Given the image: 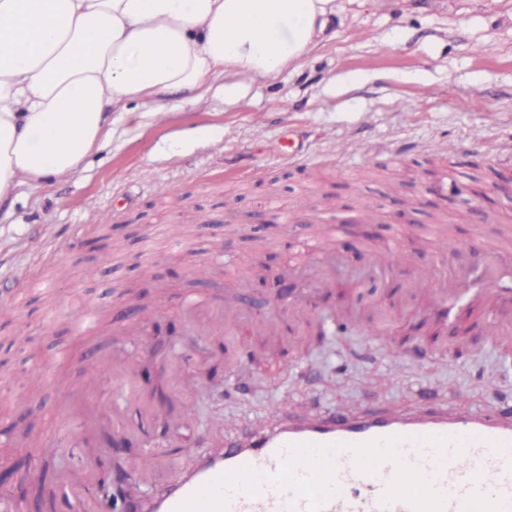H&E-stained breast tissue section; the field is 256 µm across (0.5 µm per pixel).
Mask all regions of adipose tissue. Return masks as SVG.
I'll return each mask as SVG.
<instances>
[{"label":"adipose tissue","mask_w":512,"mask_h":512,"mask_svg":"<svg viewBox=\"0 0 512 512\" xmlns=\"http://www.w3.org/2000/svg\"><path fill=\"white\" fill-rule=\"evenodd\" d=\"M336 0H0V206L72 174L114 111L238 98L300 66Z\"/></svg>","instance_id":"obj_1"}]
</instances>
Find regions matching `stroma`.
<instances>
[{
  "mask_svg": "<svg viewBox=\"0 0 512 512\" xmlns=\"http://www.w3.org/2000/svg\"><path fill=\"white\" fill-rule=\"evenodd\" d=\"M160 107L113 113L84 165L0 209V295L22 299L0 337L40 351L28 406L15 365L0 366V420L33 413L0 463L47 437L77 441L43 477L1 485L0 512H69L76 489L104 512L83 478L100 463L153 499L286 419L512 410V346L487 341L492 313L463 290L426 296L468 269L435 218L465 246L512 237V202L495 189L512 159L493 151L512 137V0H336L298 69L234 102ZM441 136L468 151L434 155ZM365 203L375 223H359ZM323 224L342 231L308 249ZM368 272L379 290L355 302ZM280 274L289 291L272 288ZM90 308L100 329L82 337L75 317ZM100 358L110 369L88 385ZM70 392L98 412L92 431L67 412Z\"/></svg>",
  "mask_w": 512,
  "mask_h": 512,
  "instance_id": "obj_1",
  "label": "stroma"
}]
</instances>
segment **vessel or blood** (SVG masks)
<instances>
[{
    "instance_id": "vessel-or-blood-1",
    "label": "vessel or blood",
    "mask_w": 512,
    "mask_h": 512,
    "mask_svg": "<svg viewBox=\"0 0 512 512\" xmlns=\"http://www.w3.org/2000/svg\"><path fill=\"white\" fill-rule=\"evenodd\" d=\"M472 252L476 262L485 265L494 278L501 274L504 255L496 242H480ZM479 300L512 315V293L502 292L494 279L487 282ZM431 435L463 436L467 443L459 452L447 448L446 463L439 470L430 453L422 451L417 443L418 438ZM393 436L403 439L400 452L404 460L433 476L435 488L445 494L443 512H512V414L463 415L440 409L367 416L339 412L324 422H288L274 431L246 436L226 448L223 455L208 458L195 470L176 477L151 510L173 512L203 484L242 465L276 474L287 445L307 443L337 445L335 481L340 492L336 497L314 508L306 498L268 484L256 497L231 493L228 512H412L405 501H381L395 473L394 463L383 462L373 474L360 473L354 465L352 445Z\"/></svg>"
}]
</instances>
